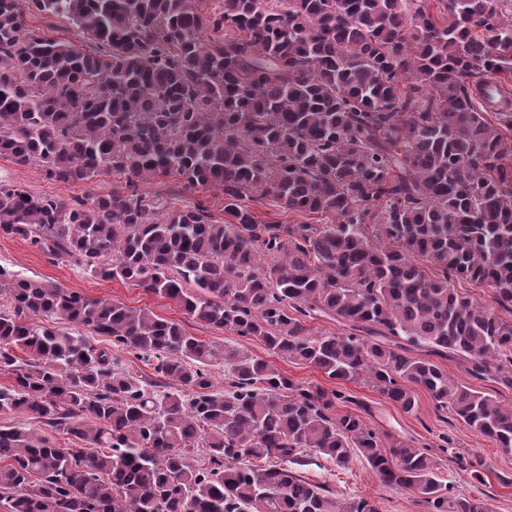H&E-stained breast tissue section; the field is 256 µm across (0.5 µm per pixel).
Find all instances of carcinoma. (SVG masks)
Here are the masks:
<instances>
[{"mask_svg": "<svg viewBox=\"0 0 512 512\" xmlns=\"http://www.w3.org/2000/svg\"><path fill=\"white\" fill-rule=\"evenodd\" d=\"M220 5L0 0V158L64 184L128 176L125 190L74 200L0 182V235L330 379L370 384L406 413L423 386L511 451L512 407L430 357L512 390V319L453 285L486 286L512 314V0ZM33 10L67 19L99 51L27 29ZM167 176L222 190L231 221L201 205L162 212L137 190ZM257 194L336 223L261 224L245 204ZM0 288V372L15 374L0 412L31 420L0 424L7 512H377L285 466L305 452L338 467L360 456L431 512H489L448 497L425 449L331 416L341 393L297 384L235 344L1 265ZM317 317L346 332L315 335L306 319ZM58 320L155 361L164 382ZM449 458L483 481L476 463ZM432 361L438 363L452 379L461 385L472 387L491 396L495 401L504 407L512 405V390H507L493 381H478L468 376L463 366L456 359H443L440 357H430Z\"/></svg>", "mask_w": 512, "mask_h": 512, "instance_id": "obj_1", "label": "carcinoma"}]
</instances>
